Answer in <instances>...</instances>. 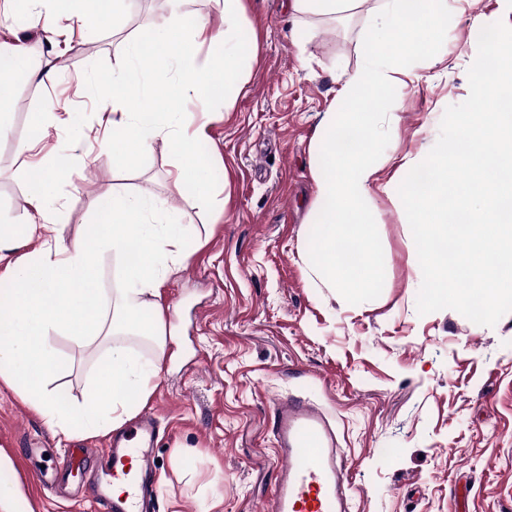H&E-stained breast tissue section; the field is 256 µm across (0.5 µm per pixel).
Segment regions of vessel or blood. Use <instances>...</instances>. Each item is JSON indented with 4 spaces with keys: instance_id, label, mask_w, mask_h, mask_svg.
<instances>
[{
    "instance_id": "b4317fda",
    "label": "vessel or blood",
    "mask_w": 512,
    "mask_h": 512,
    "mask_svg": "<svg viewBox=\"0 0 512 512\" xmlns=\"http://www.w3.org/2000/svg\"><path fill=\"white\" fill-rule=\"evenodd\" d=\"M271 424L280 468L270 512H353L345 453L323 410L299 397H282L273 404ZM157 433L155 414H140L129 430L111 436L106 447L79 449L56 468L69 474L97 458L102 478L93 495L97 512H160L147 476L148 452ZM115 486L122 487L121 495H112Z\"/></svg>"
}]
</instances>
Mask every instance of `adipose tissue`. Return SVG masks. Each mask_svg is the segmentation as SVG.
I'll return each instance as SVG.
<instances>
[{
	"mask_svg": "<svg viewBox=\"0 0 512 512\" xmlns=\"http://www.w3.org/2000/svg\"><path fill=\"white\" fill-rule=\"evenodd\" d=\"M33 18L43 32L56 28L59 15L78 11L86 25L107 21L114 0H52L53 10L38 9ZM243 0H224V27L210 30L202 19H186L178 40L168 36L170 16L160 18L141 40H130L118 73L95 85L101 110L111 111L113 126L122 136L113 146L117 167L136 166L155 140L165 139L175 163L171 175L176 184L191 183L199 191L200 208L210 209L213 198L201 186L205 167L196 148L202 132L188 133L194 108L206 105L216 86L239 87L246 78L244 67L232 60L234 51L256 56L258 43L240 26ZM215 48L212 62H199V42ZM108 224L96 225L89 240L55 252L43 249L26 259H11L20 244L40 237L42 223L23 225L19 235L0 231V282L7 285V308L0 310V381L18 387L21 396L41 411L63 436L77 431L111 432L130 417L131 397L147 400L155 391L158 368L140 363L125 339L143 336L165 347V319L160 305L149 304L156 295L164 271L187 264L192 256L185 245L186 229L174 214L163 211L154 196L114 192L101 202ZM135 260H128L129 248ZM112 251L122 257L125 286L112 301L111 310L100 303L99 268L93 256ZM67 337L75 346L89 347L104 341L108 358L95 377L96 396L77 407L49 383L62 361L49 342L51 336Z\"/></svg>",
	"mask_w": 512,
	"mask_h": 512,
	"instance_id": "1",
	"label": "adipose tissue"
}]
</instances>
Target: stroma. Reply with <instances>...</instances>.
Here are the masks:
<instances>
[{
	"instance_id": "35a3bbf8",
	"label": "stroma",
	"mask_w": 512,
	"mask_h": 512,
	"mask_svg": "<svg viewBox=\"0 0 512 512\" xmlns=\"http://www.w3.org/2000/svg\"><path fill=\"white\" fill-rule=\"evenodd\" d=\"M244 2L243 23L260 44L249 79L232 110L216 99L196 113L213 211L197 207L192 184L175 185L163 141L118 169L112 115L94 98L96 81L122 62L126 39L147 36L165 0H124L118 34L70 15L49 39L24 20L0 27V54L22 52L29 64L13 74L0 120V226L27 223L42 208L51 215L15 257L84 239L101 221L100 198L116 188L160 196L189 229L190 261L159 285L166 347L126 339L160 367L156 391L132 408L155 413L160 425L154 480L165 512H267L279 467L272 402L288 393L331 416L353 512H512V313L491 327L451 309L418 313L419 263L398 194L405 163L430 152L446 108L470 94L471 17L512 26V12L501 0H448L452 18L436 61L412 64L397 87L370 200L385 286L352 305L311 271V145L346 74L363 62L366 14L296 18L288 0ZM62 154L65 175L35 205L29 174L47 173ZM52 344L63 363L54 387L83 405L105 346L79 348L64 336ZM105 440L63 438L0 382V482L21 489L18 512H95L89 500L38 486L32 473L40 449L54 456Z\"/></svg>"
}]
</instances>
